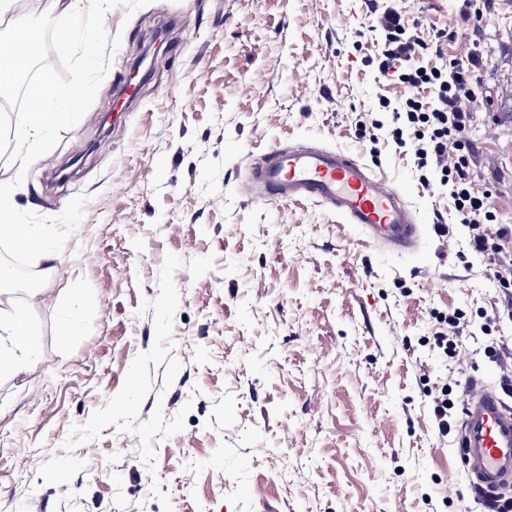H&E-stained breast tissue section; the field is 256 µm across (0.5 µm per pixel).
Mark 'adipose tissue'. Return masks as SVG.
<instances>
[{"instance_id": "adipose-tissue-1", "label": "adipose tissue", "mask_w": 512, "mask_h": 512, "mask_svg": "<svg viewBox=\"0 0 512 512\" xmlns=\"http://www.w3.org/2000/svg\"><path fill=\"white\" fill-rule=\"evenodd\" d=\"M112 0H50L51 8L61 10L69 20L62 35L66 39H82L87 45H94L103 39L104 27H89L90 19L105 16ZM36 41L34 31L17 29L12 37L0 42V83L4 84L22 69L30 50ZM32 94L36 100L33 111L24 113L19 126L12 135V161L7 167H0V214L10 211L13 201V186L19 172L29 164L33 148L50 133L57 120L60 102L75 103V91H62L52 81L44 79ZM0 334L8 336L9 348L0 347V371H13L18 367L17 355L28 350L35 337L33 327L23 318H13L8 324H0Z\"/></svg>"}]
</instances>
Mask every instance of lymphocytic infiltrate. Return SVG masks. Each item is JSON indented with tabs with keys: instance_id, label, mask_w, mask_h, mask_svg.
Returning <instances> with one entry per match:
<instances>
[{
	"instance_id": "f902f5d3",
	"label": "lymphocytic infiltrate",
	"mask_w": 512,
	"mask_h": 512,
	"mask_svg": "<svg viewBox=\"0 0 512 512\" xmlns=\"http://www.w3.org/2000/svg\"><path fill=\"white\" fill-rule=\"evenodd\" d=\"M377 23L385 33L381 73L432 95L431 104L410 97L393 108V141L402 143L404 129H412L414 163L418 170L442 173L454 209L469 228L468 251L488 258L492 277L512 288V225L498 223L490 193L476 192L470 177L473 145L467 132L473 121L470 102L475 83L471 64L456 56L438 67L413 66L415 56L428 44L409 28L395 2L385 6Z\"/></svg>"
}]
</instances>
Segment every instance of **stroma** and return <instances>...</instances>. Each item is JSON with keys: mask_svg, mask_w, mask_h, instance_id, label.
<instances>
[{"mask_svg": "<svg viewBox=\"0 0 512 512\" xmlns=\"http://www.w3.org/2000/svg\"><path fill=\"white\" fill-rule=\"evenodd\" d=\"M370 0H112L89 61L34 0L0 40L49 28L48 73L77 87L23 170L11 221L41 224L48 271L0 240V265L39 273L0 291V320L34 327L0 373V512H480L431 391L499 383L490 341L507 291L463 262L468 229L439 171L422 185L387 131L413 91L379 73ZM416 58L475 54L470 174L512 225V0H408ZM348 151L418 212L419 247L364 241L323 206L243 189L275 144ZM454 237H440L438 223ZM463 312L455 358L433 316ZM72 324V336L62 333Z\"/></svg>", "mask_w": 512, "mask_h": 512, "instance_id": "1", "label": "stroma"}]
</instances>
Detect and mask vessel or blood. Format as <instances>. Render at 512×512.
<instances>
[{
	"instance_id": "obj_1",
	"label": "vessel or blood",
	"mask_w": 512,
	"mask_h": 512,
	"mask_svg": "<svg viewBox=\"0 0 512 512\" xmlns=\"http://www.w3.org/2000/svg\"><path fill=\"white\" fill-rule=\"evenodd\" d=\"M245 188L265 202L325 206L394 252L414 247L422 235L402 194L340 149L274 146L251 163ZM458 445L473 489L494 494L512 488V402L497 387L476 381L465 390Z\"/></svg>"
}]
</instances>
